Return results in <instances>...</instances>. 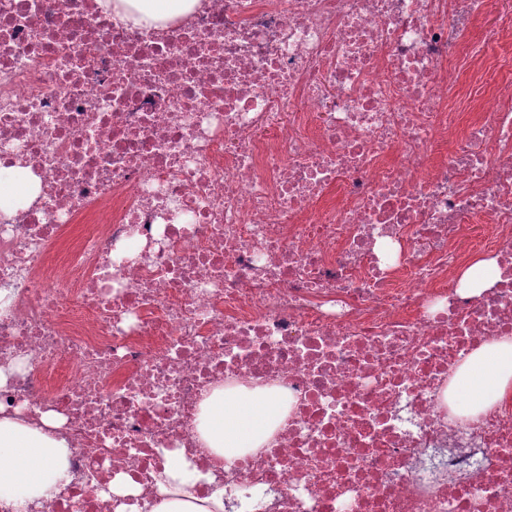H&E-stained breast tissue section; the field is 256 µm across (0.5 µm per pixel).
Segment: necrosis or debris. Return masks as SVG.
<instances>
[{
  "mask_svg": "<svg viewBox=\"0 0 512 512\" xmlns=\"http://www.w3.org/2000/svg\"><path fill=\"white\" fill-rule=\"evenodd\" d=\"M198 2L0 0V167L40 182L0 212V417L57 413L70 452L0 512H115L119 478L152 512L174 451L225 512H512V401L470 416L456 384L512 339V14ZM232 386L288 412L218 458L200 404ZM147 0H98L104 11L112 10L120 19H130L136 23L154 24L165 20L162 14L163 6L167 0H153L156 3L154 10L147 5ZM493 280V268L491 261H478L462 277L461 288L478 291L480 288H488Z\"/></svg>",
  "mask_w": 512,
  "mask_h": 512,
  "instance_id": "obj_1",
  "label": "necrosis or debris"
}]
</instances>
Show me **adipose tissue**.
<instances>
[{"label":"adipose tissue","instance_id":"ef3b65f1","mask_svg":"<svg viewBox=\"0 0 512 512\" xmlns=\"http://www.w3.org/2000/svg\"><path fill=\"white\" fill-rule=\"evenodd\" d=\"M463 369L473 408L512 394V341L493 344L469 357ZM285 408L273 392L248 400L237 390L202 403L200 439L220 457H231L261 448ZM61 420L46 413L42 426L35 427L15 417H0V499L31 501L46 497L68 470V445L57 433ZM162 500L153 512H224V491L216 489L205 499L192 490L200 473L184 459L169 463Z\"/></svg>","mask_w":512,"mask_h":512}]
</instances>
